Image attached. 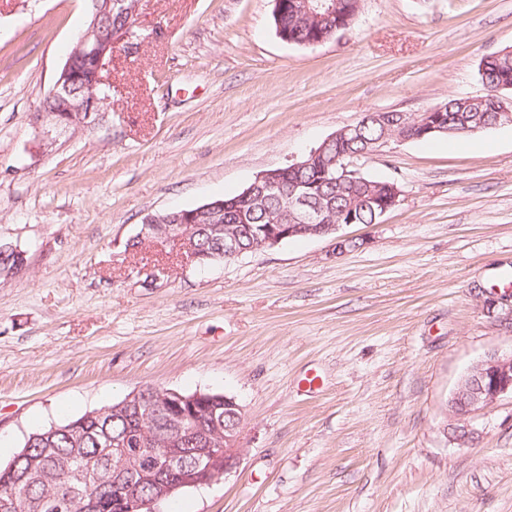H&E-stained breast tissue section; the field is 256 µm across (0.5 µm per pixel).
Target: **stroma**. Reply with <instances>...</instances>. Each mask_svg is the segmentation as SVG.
<instances>
[{"label": "stroma", "instance_id": "35a3bbf8", "mask_svg": "<svg viewBox=\"0 0 512 512\" xmlns=\"http://www.w3.org/2000/svg\"><path fill=\"white\" fill-rule=\"evenodd\" d=\"M87 9L0 0V242L27 257L0 278V466L133 391H213L243 407L246 453L161 512H512V398L464 440L446 414L512 351V125L354 159L400 189L373 224L209 264L126 247L145 215L238 194L365 113L483 95L512 0H361L309 47L273 0H136L99 124L31 155Z\"/></svg>", "mask_w": 512, "mask_h": 512}]
</instances>
